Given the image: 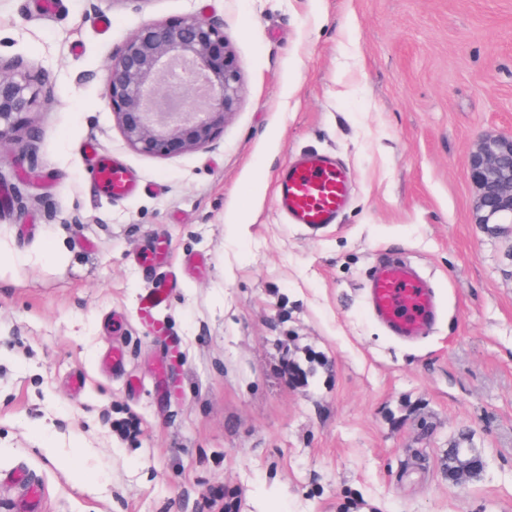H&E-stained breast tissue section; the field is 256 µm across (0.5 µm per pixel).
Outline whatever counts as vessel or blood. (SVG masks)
<instances>
[{
	"label": "vessel or blood",
	"mask_w": 512,
	"mask_h": 512,
	"mask_svg": "<svg viewBox=\"0 0 512 512\" xmlns=\"http://www.w3.org/2000/svg\"><path fill=\"white\" fill-rule=\"evenodd\" d=\"M88 161L99 190L115 199L136 196L148 185L123 163L100 156L87 147ZM350 194L345 170L318 153L304 155L284 168L277 180L276 207L288 223L319 230L337 223ZM176 286L175 279L158 281L142 298L144 311L165 305ZM371 314L400 343H413L425 336L436 318L434 288L409 262L379 265L366 288ZM25 490V512H40V490L25 472L14 475Z\"/></svg>",
	"instance_id": "b4317fda"
}]
</instances>
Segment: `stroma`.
<instances>
[{
    "mask_svg": "<svg viewBox=\"0 0 512 512\" xmlns=\"http://www.w3.org/2000/svg\"><path fill=\"white\" fill-rule=\"evenodd\" d=\"M191 9L230 39L239 107L202 149L135 151L106 66ZM0 65L32 97L0 160V512H21L19 466L41 512H512V224L475 223L469 177L481 138L512 134V0H0ZM88 142L150 191L96 190ZM310 152L352 184L317 232L274 197ZM158 239L167 262L143 266ZM382 258L439 292L418 344L367 312ZM454 446L484 461L460 483ZM176 288L175 277L171 274L169 279L158 281L142 298V309L150 312L165 305L169 294Z\"/></svg>",
    "mask_w": 512,
    "mask_h": 512,
    "instance_id": "1",
    "label": "stroma"
}]
</instances>
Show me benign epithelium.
Masks as SVG:
<instances>
[{
  "mask_svg": "<svg viewBox=\"0 0 512 512\" xmlns=\"http://www.w3.org/2000/svg\"><path fill=\"white\" fill-rule=\"evenodd\" d=\"M241 75L224 27L188 12L140 24L106 69V105L134 150L168 157L211 143L236 112ZM25 80L0 69V150L28 111ZM478 224H512V135L484 137L469 163Z\"/></svg>",
  "mask_w": 512,
  "mask_h": 512,
  "instance_id": "benign-epithelium-1",
  "label": "benign epithelium"
}]
</instances>
